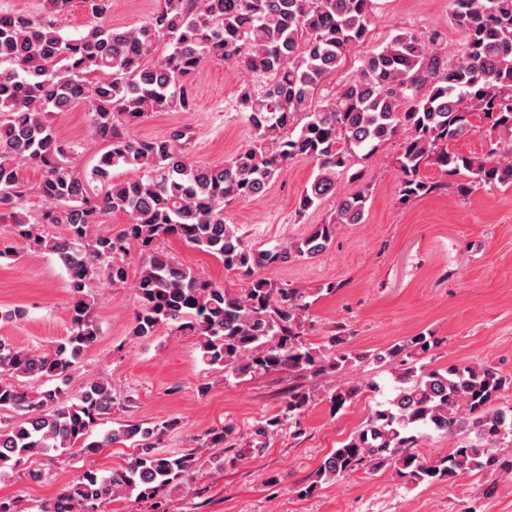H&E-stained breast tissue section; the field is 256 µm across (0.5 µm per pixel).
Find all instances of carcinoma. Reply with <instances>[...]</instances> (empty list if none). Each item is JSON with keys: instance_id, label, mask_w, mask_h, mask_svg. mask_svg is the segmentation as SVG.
I'll return each instance as SVG.
<instances>
[{"instance_id": "1", "label": "carcinoma", "mask_w": 512, "mask_h": 512, "mask_svg": "<svg viewBox=\"0 0 512 512\" xmlns=\"http://www.w3.org/2000/svg\"><path fill=\"white\" fill-rule=\"evenodd\" d=\"M71 2L41 0L36 14L0 11V63L11 64L0 71V211L11 212L22 247L57 256L73 296L70 334L53 351L33 353L0 340V411L25 415L0 426V482L31 459L92 456L129 442L136 452L125 467L108 475L78 471L36 512H99L120 497L150 501L155 512H165V498L189 489L199 469L193 452L158 451L176 420L152 427L128 422L93 440V429L116 406L106 378H87L73 400L59 385L33 393L21 379L65 383L78 370L99 335L86 288L97 279L126 283L133 248L139 261L135 336L166 326L193 337L205 364L239 376L284 371L305 380L359 358L340 349V336L311 346L307 293L278 285L266 271L314 258L328 249L338 226L362 223L367 195L342 193L340 175L356 151L373 150L400 132L405 140L396 166L405 202L433 192L423 176L430 165L448 175L461 196L476 184L512 187V141L502 139L512 133V0H453L454 24L467 38L461 56L436 52V36L397 34L362 59L358 75L335 97L317 105L321 84L364 40L374 0H161L133 29L107 22L112 0H84L94 23L68 35L58 18ZM210 60L264 81L260 90L244 84L237 97L253 132L249 146L220 165H200L188 157L192 133L186 128L159 138L130 134L150 112L194 111L195 78ZM78 105L87 108L90 138L101 146L85 172L76 169L74 147L49 119ZM475 116L485 121L486 150L464 156L451 144L476 131ZM299 160L317 167L299 210L333 197L335 213L288 246L249 245L239 225L227 223L225 207L263 194ZM26 163L41 171L34 186L19 175ZM120 165L139 176L115 178L112 170ZM32 195L44 204L39 223L60 225L63 234L46 236L29 223L24 206ZM114 212L130 217L116 232L103 221ZM171 237L241 273L243 286L228 289L177 263L160 248ZM439 344L420 333L372 354L373 361L399 369L392 398L298 486V496L364 466L390 469L409 486L475 470L512 473V459L493 451L512 435V409L496 407L501 392L512 388V374L479 364L416 368ZM359 391L337 390L332 409L353 403ZM308 402L306 391L294 386L281 412L266 418L255 436L265 438L288 422L300 426ZM425 430L454 440L447 454L427 460L411 451L416 433ZM231 434L230 426L209 433L210 447L218 449L209 463L218 472L236 461L224 459Z\"/></svg>"}]
</instances>
